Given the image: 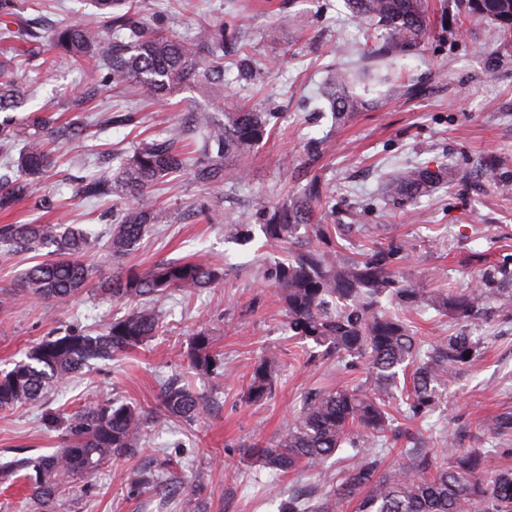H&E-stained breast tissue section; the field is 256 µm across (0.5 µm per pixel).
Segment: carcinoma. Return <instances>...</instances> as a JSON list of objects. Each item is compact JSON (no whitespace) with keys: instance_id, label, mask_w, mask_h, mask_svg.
I'll list each match as a JSON object with an SVG mask.
<instances>
[{"instance_id":"1","label":"carcinoma","mask_w":512,"mask_h":512,"mask_svg":"<svg viewBox=\"0 0 512 512\" xmlns=\"http://www.w3.org/2000/svg\"><path fill=\"white\" fill-rule=\"evenodd\" d=\"M104 21L51 24L11 29L16 0H0V29L38 55L48 48L77 65L102 57L94 80L124 86L143 99L167 101L189 89L202 96L192 112L193 127L166 137H145L115 171L99 170L82 179L87 198L117 196L124 206L112 219L106 247L112 259L128 256L156 224H170L173 214L156 199V187L190 171L203 186L222 185L232 176L227 162L243 159L268 135L271 114L224 105V26L205 21L187 41L165 35L143 15L141 0H90ZM468 13L490 20V36L512 45V0H463ZM360 21L384 30L373 57L384 60L419 50L427 33L423 0H346ZM350 77L336 72L324 98L335 119L345 120L367 101L349 91ZM13 63L0 58V112L24 105ZM90 91L71 99L62 119L47 109L28 114L21 124L0 123V150L18 149L12 174H0V212H9L33 197L55 162L54 150L84 137ZM442 171L406 168L385 179L386 196L399 198L433 191ZM321 198L315 182L307 191L263 212L262 230L277 243L295 244L300 229L307 242L267 267L265 279L275 288L293 335L322 348L321 356L364 359L369 372L355 386L315 388L307 392L294 422L265 444H243L242 455L271 474L314 472L338 453H347L348 468L328 493L297 491L278 512H512V469L496 467L489 448L454 447L443 440L434 451L404 436L402 463L383 467L381 446L395 435L397 417L423 420L465 366L481 354L479 341L464 334L444 336L424 346L404 314L382 306V299L402 309L425 300L421 289L390 269V251L374 250L360 261H345L322 251L312 240L328 227L317 219ZM0 242L9 247L48 249L51 259L27 268L17 291L42 301L62 302L83 292L90 271L80 258L96 239L75 225L4 224ZM224 280V269L190 259H161L146 270L122 268L102 283L101 292L125 300L131 308L96 332L55 333L13 367L0 374V410L37 402L48 389L67 383L92 361H110L159 335L161 321L147 300L172 293L191 295ZM486 302L481 286L451 295L437 294V310L468 321ZM189 365L199 375H224V361L214 352L211 329L201 323L192 333ZM275 354L256 363L246 384L252 403L272 391ZM207 401L187 386H165L158 407L147 411L117 400L89 401L64 418L59 448L51 455L18 460L29 500L37 512H57V503L73 488L116 457L141 451L146 424L155 414L186 421L203 418ZM172 463L156 461L155 473L140 477V486L165 491Z\"/></svg>"}]
</instances>
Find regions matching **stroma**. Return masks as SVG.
Listing matches in <instances>:
<instances>
[{
	"instance_id": "35a3bbf8",
	"label": "stroma",
	"mask_w": 512,
	"mask_h": 512,
	"mask_svg": "<svg viewBox=\"0 0 512 512\" xmlns=\"http://www.w3.org/2000/svg\"><path fill=\"white\" fill-rule=\"evenodd\" d=\"M143 6L150 20L181 40L191 39L200 21L223 25L224 100L272 113L271 133L245 159V180L207 187L185 173L159 190V201L175 211L176 220L153 226L124 260L144 269L159 259L188 257L223 266V283L190 297L161 298L155 309L163 326L145 346L97 362L39 402L0 410V466L56 450L59 430L48 426L47 414L68 415L97 398L151 405L162 385L179 376L213 400V411L192 424L155 419L137 456L113 459L76 482L59 512H186L182 495L133 490L139 473L159 457L173 462L176 477L192 486L207 512H277L289 490L335 482L343 467L335 457L318 473L273 476L239 451L240 445L283 431L307 390L355 384L367 372L360 360L347 367L308 358L312 342L291 336L273 288L258 274L286 251L261 232L259 213L301 194L311 177L323 187L330 244L343 254L355 258L379 247L392 249L393 269L430 295L477 282L487 289V313L472 322L429 306L409 313L421 336L434 340L463 332L483 344L423 426L461 448L504 449L493 462L512 466V430L495 428L500 415H512V318L499 312L495 297L499 288L512 286L501 277L502 271L512 272V49L489 46V21L465 13L459 0H425L423 46L394 58L418 94L390 97L384 86L374 85L370 106L337 123L323 110V91L336 68L368 67L376 77L387 73L372 68L369 59L381 30L354 20L344 0H143ZM245 53L261 67L250 79L232 65ZM14 69L27 90L28 112L47 104L64 111L71 95L90 84L87 73L61 55L48 65L21 54ZM197 99L186 90L168 102L143 103L118 86L98 91L96 111H131L136 123L104 131L93 127L62 147L38 196L53 199L55 210L41 209L31 198L11 216L19 224L62 218L93 233L101 242L87 258L93 281L66 302L23 298L0 307V371L24 359L49 333L97 330L126 313L125 302L101 296L96 285L112 275L103 242L121 203L78 194L77 179L99 154L125 156L138 139L175 131ZM440 166L445 182L432 193L385 197L386 175ZM203 201L209 213L194 211ZM237 224L249 225L251 242L234 240ZM203 320L224 359L218 378L200 377L189 367L191 334ZM270 350L280 362L273 395L259 406L248 402L244 386L254 363Z\"/></svg>"
}]
</instances>
